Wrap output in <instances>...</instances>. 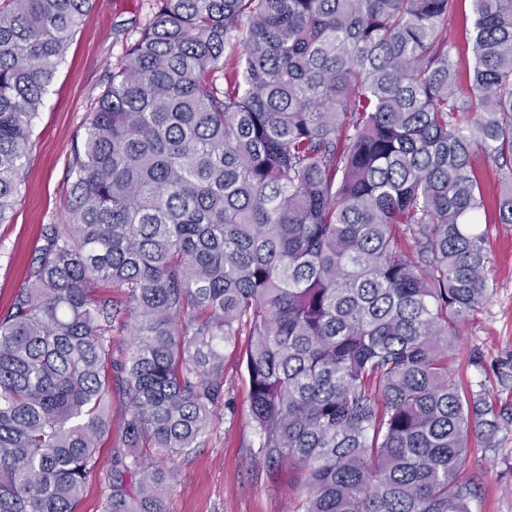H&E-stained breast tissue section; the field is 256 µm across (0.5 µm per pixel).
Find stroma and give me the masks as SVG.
<instances>
[{"instance_id":"stroma-1","label":"stroma","mask_w":512,"mask_h":512,"mask_svg":"<svg viewBox=\"0 0 512 512\" xmlns=\"http://www.w3.org/2000/svg\"><path fill=\"white\" fill-rule=\"evenodd\" d=\"M152 13V0H95L72 36L32 122L14 219L0 224V312L27 280L43 225L67 222V179L89 103ZM489 250L494 291L460 336L453 367L499 412L494 439L474 440L463 472L474 492L472 510L512 512V224L491 225ZM224 384L232 389L234 407L218 410L199 448L176 460L179 476L164 495L165 512H294L293 473L259 456L245 367L231 353L224 356Z\"/></svg>"}]
</instances>
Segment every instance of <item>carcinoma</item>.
Here are the masks:
<instances>
[{"instance_id": "obj_1", "label": "carcinoma", "mask_w": 512, "mask_h": 512, "mask_svg": "<svg viewBox=\"0 0 512 512\" xmlns=\"http://www.w3.org/2000/svg\"><path fill=\"white\" fill-rule=\"evenodd\" d=\"M458 2L154 0L0 315V512H76L100 470L105 512H165L230 348L303 512H472L499 413L450 363L512 224V0H471L465 49ZM92 6L0 0V224Z\"/></svg>"}]
</instances>
